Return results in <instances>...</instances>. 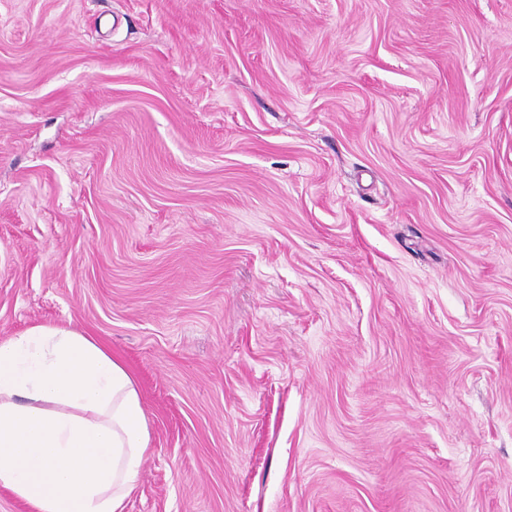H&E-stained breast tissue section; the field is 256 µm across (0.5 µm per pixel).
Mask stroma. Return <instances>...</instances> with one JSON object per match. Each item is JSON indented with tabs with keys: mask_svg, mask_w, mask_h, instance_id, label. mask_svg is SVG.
<instances>
[{
	"mask_svg": "<svg viewBox=\"0 0 512 512\" xmlns=\"http://www.w3.org/2000/svg\"><path fill=\"white\" fill-rule=\"evenodd\" d=\"M94 336L123 512H512V0H0V339Z\"/></svg>",
	"mask_w": 512,
	"mask_h": 512,
	"instance_id": "35a3bbf8",
	"label": "stroma"
}]
</instances>
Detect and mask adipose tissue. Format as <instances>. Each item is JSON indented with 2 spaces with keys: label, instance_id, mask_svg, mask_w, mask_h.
Wrapping results in <instances>:
<instances>
[{
  "label": "adipose tissue",
  "instance_id": "1",
  "mask_svg": "<svg viewBox=\"0 0 512 512\" xmlns=\"http://www.w3.org/2000/svg\"><path fill=\"white\" fill-rule=\"evenodd\" d=\"M150 444L132 375L96 338L0 339V489L33 512H122Z\"/></svg>",
  "mask_w": 512,
  "mask_h": 512
}]
</instances>
